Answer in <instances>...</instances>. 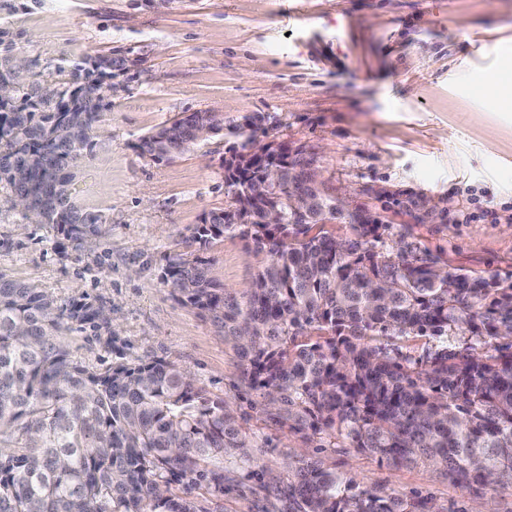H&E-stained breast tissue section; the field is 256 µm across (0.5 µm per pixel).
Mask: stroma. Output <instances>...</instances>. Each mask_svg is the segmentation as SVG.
Returning a JSON list of instances; mask_svg holds the SVG:
<instances>
[{
    "instance_id": "stroma-1",
    "label": "stroma",
    "mask_w": 512,
    "mask_h": 512,
    "mask_svg": "<svg viewBox=\"0 0 512 512\" xmlns=\"http://www.w3.org/2000/svg\"><path fill=\"white\" fill-rule=\"evenodd\" d=\"M7 26L33 73L112 58V91L73 168L76 202L100 234L59 250L0 183V274L58 307L110 313L107 348L88 328L66 336L99 369L118 353L165 358L230 400L253 463L224 462V512H288V461L307 457L430 512H512V488H465L439 468H396L352 447L312 449L263 414L235 351L161 282L169 254L208 212L227 207L225 158L285 142L313 157L328 193L369 209L390 239L417 242L451 268L512 282V102L489 106L485 79L512 84V0H13ZM224 115V133L168 162L139 140L183 114ZM243 135H235V127ZM440 221L428 223L424 201ZM216 281L249 286L265 255L225 237L206 253Z\"/></svg>"
}]
</instances>
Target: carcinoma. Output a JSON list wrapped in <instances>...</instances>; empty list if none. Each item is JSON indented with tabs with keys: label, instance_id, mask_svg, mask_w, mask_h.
Here are the masks:
<instances>
[{
	"label": "carcinoma",
	"instance_id": "cac0c4a2",
	"mask_svg": "<svg viewBox=\"0 0 512 512\" xmlns=\"http://www.w3.org/2000/svg\"><path fill=\"white\" fill-rule=\"evenodd\" d=\"M0 23V182L22 217L50 224L61 246L98 236L100 214L79 206L73 174L112 90V59L57 67L49 101L28 82ZM189 128L212 113L181 116ZM140 139V153L169 161L196 138ZM237 153L224 177L230 196L250 190L254 214L275 203L281 224L250 223L235 203L209 212L184 240L206 250L227 234L267 257L240 293L221 288L208 262L167 258L163 283L207 313L241 361V379L261 392L260 410L319 448L349 443L396 467L429 464L466 487L512 486V283L447 266L413 242L388 243L381 224L347 221L336 197L319 198L318 219L288 210V183L262 186L279 154ZM348 224L346 237L334 225ZM107 332L103 308L65 311L38 289L0 274V512H223L224 458L247 456L249 440L230 403L166 360L127 358L103 371L71 359L68 322ZM424 336V359L374 341ZM504 339V344L493 341ZM204 481L212 499L169 493ZM288 512H426V503L359 488L317 460L288 465Z\"/></svg>",
	"mask_w": 512,
	"mask_h": 512
}]
</instances>
